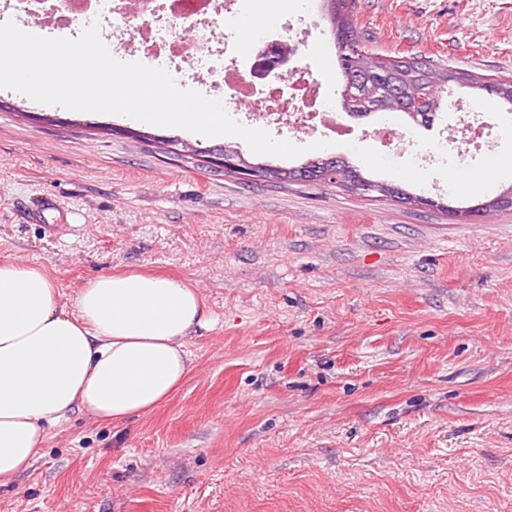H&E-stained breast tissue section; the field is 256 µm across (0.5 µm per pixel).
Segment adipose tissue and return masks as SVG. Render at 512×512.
Returning a JSON list of instances; mask_svg holds the SVG:
<instances>
[{"label": "adipose tissue", "instance_id": "1", "mask_svg": "<svg viewBox=\"0 0 512 512\" xmlns=\"http://www.w3.org/2000/svg\"><path fill=\"white\" fill-rule=\"evenodd\" d=\"M209 326L197 291L168 276H98L69 306L42 266L0 262V488L74 411L119 425L169 400Z\"/></svg>", "mask_w": 512, "mask_h": 512}]
</instances>
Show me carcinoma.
I'll return each instance as SVG.
<instances>
[{"mask_svg":"<svg viewBox=\"0 0 512 512\" xmlns=\"http://www.w3.org/2000/svg\"><path fill=\"white\" fill-rule=\"evenodd\" d=\"M324 20L331 31L343 30L345 39L335 41L337 49L338 77L343 84L342 105L352 110L356 103L350 95L374 96V110L398 112L417 126H429L441 108V93L450 84L460 88L478 89L492 85V95L512 107V80L507 77L488 78L463 68L438 64L426 58L408 59L374 57L364 41L357 34L354 15L350 6L353 0H322ZM248 168L270 171V178L282 183L301 179V170L312 167L322 175L321 183L350 187L349 180L360 178L365 192H376L381 198H393L407 202H419V197L393 183L373 180L352 165L344 157L332 155L317 156L306 160L299 167H280L243 160ZM435 207L452 218L465 217L476 213L473 206H453L438 201Z\"/></svg>","mask_w":512,"mask_h":512,"instance_id":"cac0c4a2","label":"carcinoma"}]
</instances>
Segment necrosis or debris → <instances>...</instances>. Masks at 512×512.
<instances>
[{
  "mask_svg": "<svg viewBox=\"0 0 512 512\" xmlns=\"http://www.w3.org/2000/svg\"><path fill=\"white\" fill-rule=\"evenodd\" d=\"M249 6L260 9V0H12L18 16L53 33L98 25L102 40L116 49L208 85L222 95L226 111L243 110L290 132L330 126L339 106L301 63L306 30L281 36L293 56L287 70L263 85L247 78L230 34Z\"/></svg>",
  "mask_w": 512,
  "mask_h": 512,
  "instance_id": "4bbe7bcc",
  "label": "necrosis or debris"
}]
</instances>
